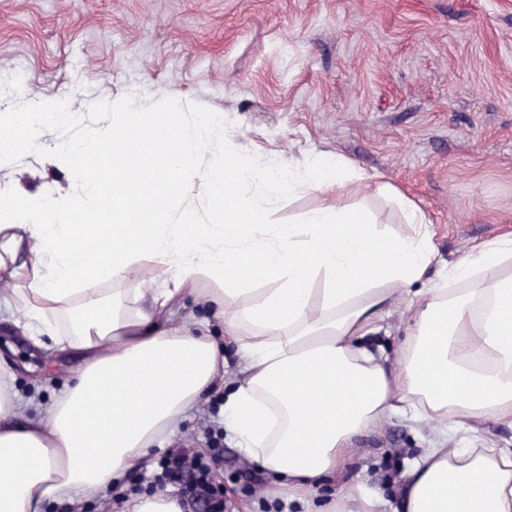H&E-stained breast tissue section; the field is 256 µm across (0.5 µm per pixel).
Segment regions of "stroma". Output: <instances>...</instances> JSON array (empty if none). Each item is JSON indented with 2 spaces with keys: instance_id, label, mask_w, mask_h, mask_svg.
Returning <instances> with one entry per match:
<instances>
[{
  "instance_id": "obj_1",
  "label": "stroma",
  "mask_w": 512,
  "mask_h": 512,
  "mask_svg": "<svg viewBox=\"0 0 512 512\" xmlns=\"http://www.w3.org/2000/svg\"><path fill=\"white\" fill-rule=\"evenodd\" d=\"M71 97L84 101L81 114L0 159L1 192L81 195L52 154L97 137L113 113L173 108L187 126L223 114L215 140L261 167L304 169L315 152L352 162L370 187L350 205L398 235L410 230L407 197L427 213L446 260L512 233V0H0V114ZM327 202L308 189L271 194L270 229ZM215 286L201 278L174 323L221 345L230 383L241 357L208 299ZM0 360L15 374L22 416L46 413L79 367L34 353L12 330L0 331ZM478 436L512 450L511 424L448 427L452 447ZM436 439L392 418L358 439L344 480L400 512L401 476ZM169 448L222 449L224 512H302L271 477L251 480L257 466L226 431L223 388L198 398L141 472Z\"/></svg>"
}]
</instances>
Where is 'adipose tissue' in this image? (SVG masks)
<instances>
[{"mask_svg":"<svg viewBox=\"0 0 512 512\" xmlns=\"http://www.w3.org/2000/svg\"><path fill=\"white\" fill-rule=\"evenodd\" d=\"M83 100L0 120V157L29 147L41 121L79 112ZM214 121L185 130L161 113L120 112L103 140L77 144L83 194L56 204L0 193V278L22 279L5 302L7 324L40 327L34 348L80 362L76 381L45 414L17 420L12 375L0 369V512H40L50 498L92 496L139 467L148 448L208 387L224 378V359L208 337L172 326L184 290L201 278L225 335L242 355L224 400L231 439L262 470L287 482L292 499L343 478L353 442L398 416L434 428L459 418L512 421V235L477 246L446 265L409 206L410 231L389 236L347 206L364 176L349 163L307 175L268 171L212 143ZM217 160L198 167V150ZM214 223L186 212L163 221L184 171ZM252 184L289 193L305 186L329 195L325 208L266 242L268 201ZM265 261L263 287L247 305L233 298L254 274L243 256ZM148 256L172 272L149 305L126 307L101 282L131 280ZM322 290H314L315 281ZM405 289L406 340L396 358L369 344L384 309ZM66 316L68 327L55 321ZM403 512H512V451L481 445L430 448L403 476Z\"/></svg>","mask_w":512,"mask_h":512,"instance_id":"ef3b65f1","label":"adipose tissue"}]
</instances>
